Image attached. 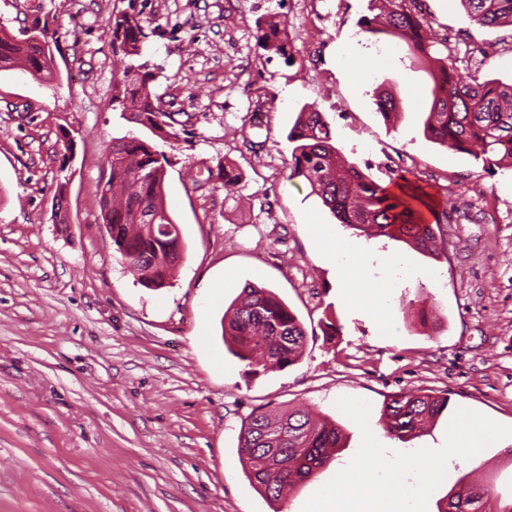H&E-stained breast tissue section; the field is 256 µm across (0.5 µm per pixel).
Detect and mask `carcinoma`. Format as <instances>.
I'll return each mask as SVG.
<instances>
[{
    "label": "carcinoma",
    "instance_id": "obj_1",
    "mask_svg": "<svg viewBox=\"0 0 512 512\" xmlns=\"http://www.w3.org/2000/svg\"><path fill=\"white\" fill-rule=\"evenodd\" d=\"M466 13L489 27L512 26V0H459ZM416 0H371L377 11L361 22L362 32L397 38L405 44L406 57L425 66L430 78L428 94L412 104L426 114L424 131L448 149L472 155L488 167L512 165V84L478 81L460 71L454 60L432 54L434 42L424 35V18L414 11ZM112 44L119 57L113 73L112 110L144 127L163 143L182 141L168 103L154 88L156 75L143 59L148 38L135 0L129 10L108 20ZM255 50L289 59L288 21L274 13L256 23ZM26 59L25 69L41 82L60 78L43 58L27 31L10 34L0 29V71ZM386 118L397 114L403 100L388 88L375 98ZM293 144L288 162L289 179L306 182L336 220L355 234L383 236L402 241L421 253L435 256L441 225L448 223V204H438L412 185L398 170L382 185L354 164L339 159V149L325 116L314 106L303 108L288 133ZM107 162L109 177L98 186L103 223L112 225V247L147 288H164L177 267L167 247L181 237L165 202L164 180L171 160L157 144L130 131L112 141ZM239 176L228 163L207 168L195 181L202 187L229 189ZM433 222H424V213ZM224 318V342L241 360L254 367L294 364L302 354L305 331L297 316L273 291L246 285ZM449 397L406 395L385 403L381 420L388 434L405 442L448 407ZM343 429L301 411H255L239 437L242 462L254 487L273 500L286 488L307 480L332 458L331 449L342 447ZM438 512H512V502L482 500L476 493L450 491Z\"/></svg>",
    "mask_w": 512,
    "mask_h": 512
}]
</instances>
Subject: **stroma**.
I'll return each mask as SVG.
<instances>
[{"label": "stroma", "instance_id": "obj_1", "mask_svg": "<svg viewBox=\"0 0 512 512\" xmlns=\"http://www.w3.org/2000/svg\"><path fill=\"white\" fill-rule=\"evenodd\" d=\"M138 5L157 91L193 135L164 184L184 259L157 290L113 249L97 195L108 148L134 128L106 107L116 62L107 20L127 0H0L1 27L48 22L62 52L50 88L0 71V512H303L360 446L336 406L345 396L370 402L371 431L391 453L441 448L460 407L512 426V168L486 169L429 140L422 113H379L384 80L406 100L425 94L428 78L398 40L377 54L360 27L370 0ZM419 9L428 39H448L437 56L478 80L512 82L511 26H485L458 0ZM270 12L288 19L289 59L254 49ZM311 105L345 160L382 184L402 171L447 202L440 257L355 236L289 179L287 134ZM220 159L239 174L235 191L196 187ZM339 245L357 247L351 268L328 259ZM249 283L276 292L302 323L295 364L256 370L225 345L224 312ZM410 393L449 403L404 443L379 418L385 401ZM257 409L310 410L343 427L344 447L270 500L237 452ZM465 478L511 500L512 437L451 459L427 512Z\"/></svg>", "mask_w": 512, "mask_h": 512}]
</instances>
